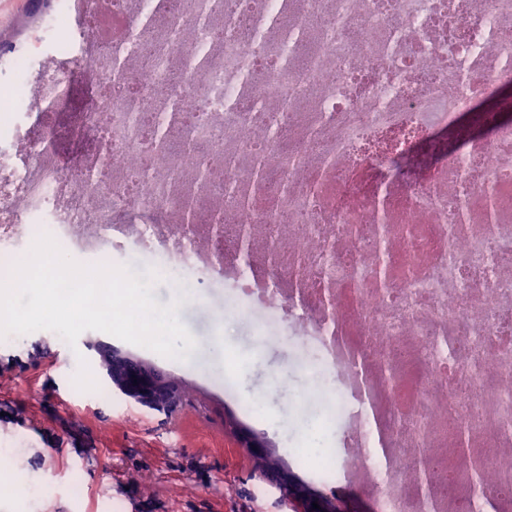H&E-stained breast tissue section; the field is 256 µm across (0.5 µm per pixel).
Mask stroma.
I'll return each instance as SVG.
<instances>
[{"mask_svg":"<svg viewBox=\"0 0 512 512\" xmlns=\"http://www.w3.org/2000/svg\"><path fill=\"white\" fill-rule=\"evenodd\" d=\"M70 90L61 157H68L77 114L91 88L92 62ZM115 266L156 275L152 298L167 305L177 285L196 298L179 306L197 342L190 365L111 334L87 330L68 345L50 330L0 339V445L21 444L18 475L41 487L21 490L0 512H292L254 472L238 427L263 438L289 471L316 492L346 501L351 512H376L377 493L341 463L351 447L342 411L305 412L302 397L320 378L316 352L294 323L275 310L228 318L233 299L221 271L175 278L161 262L131 246L113 248ZM222 338L240 362L214 367L212 342ZM150 364L173 379L182 408L164 414L106 387L96 347ZM88 373L92 382H78Z\"/></svg>","mask_w":512,"mask_h":512,"instance_id":"stroma-1","label":"stroma"}]
</instances>
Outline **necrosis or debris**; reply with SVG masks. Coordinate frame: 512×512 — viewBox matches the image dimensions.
Instances as JSON below:
<instances>
[{"instance_id": "obj_1", "label": "necrosis or debris", "mask_w": 512, "mask_h": 512, "mask_svg": "<svg viewBox=\"0 0 512 512\" xmlns=\"http://www.w3.org/2000/svg\"><path fill=\"white\" fill-rule=\"evenodd\" d=\"M149 14L159 56L135 42ZM65 15L79 44L57 39ZM34 32L0 51V254L39 229L82 255L121 237L181 271L222 268L332 378L341 335L366 355L385 428L360 408L350 427L379 512L512 502V127L398 171L512 75V0H54ZM87 59L95 90L64 162L30 110L64 107Z\"/></svg>"}]
</instances>
